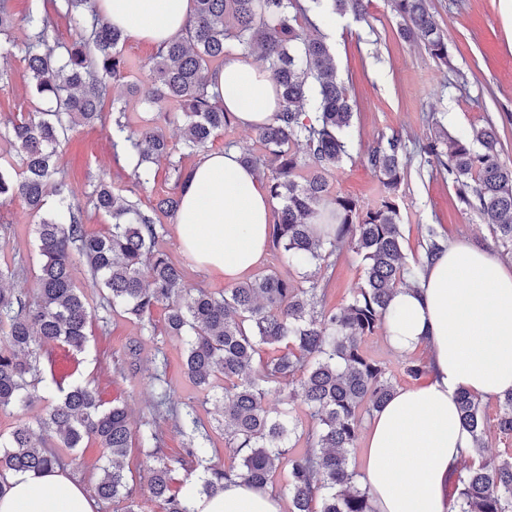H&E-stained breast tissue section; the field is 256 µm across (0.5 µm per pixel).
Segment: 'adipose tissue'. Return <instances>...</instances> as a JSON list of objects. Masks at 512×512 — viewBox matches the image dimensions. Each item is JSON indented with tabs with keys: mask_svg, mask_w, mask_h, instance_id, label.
I'll return each instance as SVG.
<instances>
[{
	"mask_svg": "<svg viewBox=\"0 0 512 512\" xmlns=\"http://www.w3.org/2000/svg\"><path fill=\"white\" fill-rule=\"evenodd\" d=\"M97 8L129 37L161 46L181 35L193 0H97ZM224 105L239 125L256 129L277 109L274 83L241 55L215 76ZM237 150L205 155L182 189L175 231L196 265L234 283L263 259L272 209L256 172ZM386 341L401 354L426 350V382L394 391L370 422L363 483L376 512H452L444 492L450 473L473 454L463 428L459 392L490 400L512 390V267L485 245L459 239L424 261L412 287L395 291ZM0 512H94L79 484L58 469L13 472ZM183 495L192 512H281L269 492L243 482L207 496Z\"/></svg>",
	"mask_w": 512,
	"mask_h": 512,
	"instance_id": "obj_1",
	"label": "adipose tissue"
}]
</instances>
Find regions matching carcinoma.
<instances>
[{
    "label": "carcinoma",
    "instance_id": "cac0c4a2",
    "mask_svg": "<svg viewBox=\"0 0 512 512\" xmlns=\"http://www.w3.org/2000/svg\"><path fill=\"white\" fill-rule=\"evenodd\" d=\"M323 1L331 13L350 11L357 19L365 17L370 2L313 0ZM8 2L0 0L3 85L16 48ZM389 2L402 19V37L421 41L437 59H448L428 0ZM60 6L76 34L69 44L57 39L50 15L23 19L29 30L23 61L36 94L50 106L36 108L7 129L14 160L8 170L0 167V205L19 198L38 215L48 192L59 197L57 210L36 223L43 261L35 297L3 287L15 273L0 265V412L27 407L52 393L42 376L40 350L52 344L75 354L85 349L92 311L75 285V271L84 266L102 284L114 311L141 320L155 306L165 305L167 333L186 347L189 379L206 392L222 389L229 463L203 467L199 492L217 494L224 491V482L237 478L265 490L284 467L288 480L281 492L288 496L290 512H374L368 490L350 466L349 452L356 447L363 414L380 410L394 391L385 368L365 355L361 343L383 328L394 292L412 276L396 202L407 164L405 142L393 134L365 156L382 185L377 207L364 209L350 197L330 195L326 174L348 155L355 101L337 78L327 43L303 33L300 0H194L185 35L149 60L147 100L158 107V119L182 124L183 150L198 153L232 121L220 93L209 92L229 46L256 51L268 61L278 109L259 129L264 154H245L241 162L258 173L278 202L270 235L273 248L304 273L301 280L291 281L263 270L218 295L192 288L182 269L157 249L155 219L158 212L177 214L191 170L170 163L175 189L147 210L100 179L89 203L112 219L105 234L86 233L84 209L67 201L66 185L58 179L60 147L75 128L104 121L109 83L123 77L127 66L121 54L127 36L98 14L93 0H60ZM168 104L177 111H166ZM124 142L137 156L134 176L142 185L155 177L151 165L172 156L156 122L130 131ZM295 145L303 154L293 151ZM500 149L490 124L458 135L442 128L421 151L430 170L448 174L459 199L478 210L501 247L512 254V167L501 163ZM304 168L308 173L303 179ZM314 219L332 227L326 237L315 233ZM344 252L360 261L364 285L343 307L320 308L319 298L330 282L329 259ZM266 346L279 353L261 357ZM290 385L296 386L293 393L313 422L302 453L289 448L299 428L293 410L273 415L264 404L269 392ZM457 403L476 454H482L491 428L512 432L511 390L500 398L493 427L473 395L461 391ZM145 426L139 445L152 461V495L164 502L165 512H190L172 489V460L161 448L158 430L148 421ZM181 430L187 456L203 461L207 448L192 411H185ZM52 439L71 449L90 439L98 442L110 461L96 485L98 498L124 500V512H139L123 467L133 441L127 409L116 401L104 406L87 385L61 390L36 426L23 424L6 437L0 435V495L9 488L6 475L11 471L40 474L62 466L51 450ZM453 498L458 512H512V457L459 470Z\"/></svg>",
    "mask_w": 512,
    "mask_h": 512
}]
</instances>
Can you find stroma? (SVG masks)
Listing matches in <instances>:
<instances>
[{
	"label": "stroma",
	"mask_w": 512,
	"mask_h": 512,
	"mask_svg": "<svg viewBox=\"0 0 512 512\" xmlns=\"http://www.w3.org/2000/svg\"><path fill=\"white\" fill-rule=\"evenodd\" d=\"M431 13L448 44V59L433 58L423 43L403 40L400 18L388 0H371L366 20L352 14L313 16L304 25L307 34L325 37L334 56L338 77L358 102V112L348 134L349 156L328 175L329 190L357 200L366 208L381 202L377 176L364 164L367 150L392 134H400L411 154L397 196L403 250L414 258L424 248L426 226H435L447 238H469L479 242L493 235L481 215L461 203L456 187L446 176H429L420 149L438 129L458 134L475 126L494 123L503 151L501 161L512 166V19L502 12L501 0H430ZM151 45L126 40L125 58L134 69L112 87L111 98L124 108L130 127L151 119L154 106L143 94L130 93V85L147 86L143 65L152 56ZM10 85L0 89V126L20 121L39 106L21 57L11 62ZM124 132L105 122L76 128L60 156V177L71 201L85 203L99 179L112 182L115 189L149 208L157 194L172 191L167 161L155 166L156 178L146 187L135 183V160L125 153ZM163 230L158 247L184 270L188 284L214 293L223 292V277L207 274L184 255L174 229L175 219L159 215ZM35 219L22 201L0 206V262L15 267L18 274L12 288L32 294L35 272L40 263L35 235ZM78 286L95 310L88 343L77 354V366L67 384L83 383L96 388L105 404L119 400L126 404L134 432H141L145 419L155 418L162 433L166 453L184 456L186 443L178 425L168 413L153 414L156 390L153 378L163 374L171 397L179 410L194 409L209 435L208 463L223 464L224 430L219 427L220 404L215 393L198 390L183 371L182 344L166 333L167 311L156 306L144 321L112 312L101 290L86 270L75 274ZM363 269L351 257L341 258L325 298L329 308L346 305L363 284ZM135 340L141 353L135 365L124 362V346ZM70 461L69 476L82 483L88 496H95L99 469L107 462L96 441L78 450L63 449Z\"/></svg>",
	"instance_id": "35a3bbf8"
}]
</instances>
